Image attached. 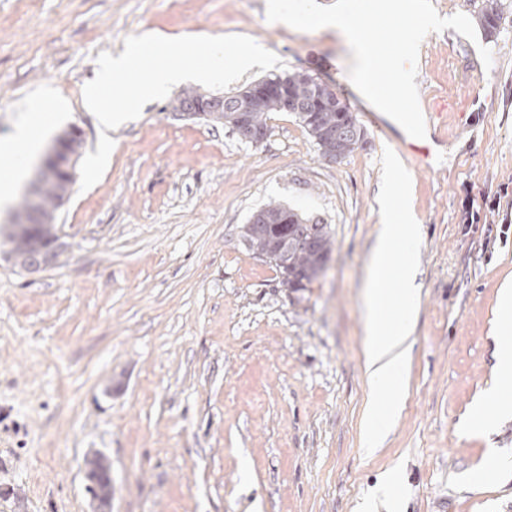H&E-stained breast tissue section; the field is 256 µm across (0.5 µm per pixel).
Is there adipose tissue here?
Masks as SVG:
<instances>
[{"instance_id": "adipose-tissue-1", "label": "adipose tissue", "mask_w": 512, "mask_h": 512, "mask_svg": "<svg viewBox=\"0 0 512 512\" xmlns=\"http://www.w3.org/2000/svg\"><path fill=\"white\" fill-rule=\"evenodd\" d=\"M41 137L28 125H21L14 136L0 142V156L10 163L0 172V210L8 209L29 174V162L40 151ZM512 417V399H503L497 391H489L476 402L466 416V431L487 434L493 431L497 419Z\"/></svg>"}]
</instances>
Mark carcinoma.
Returning <instances> with one entry per match:
<instances>
[{
    "mask_svg": "<svg viewBox=\"0 0 512 512\" xmlns=\"http://www.w3.org/2000/svg\"><path fill=\"white\" fill-rule=\"evenodd\" d=\"M478 16L485 38L489 41L494 39L503 16L500 0H482ZM316 89L317 85L304 77H289L286 85L291 102L289 112L302 123L319 153L333 152L344 159L359 148L363 140L362 129L358 126L352 131L347 130L344 113L338 108L330 109L320 104ZM236 97L235 93L224 96V112L213 118V122L232 128ZM282 111L279 94L263 93L253 98L248 119L254 127L266 128L271 113ZM70 188L67 179L54 172L44 174L40 182L39 213L43 223L35 225L31 239L43 248L54 247L60 239V229L55 224L56 212ZM20 228L19 224L0 226V247L16 265L23 263L26 253V242L19 233ZM332 247L329 225L316 217L299 216L292 208L288 209V223L263 221L259 231L247 242L248 250L255 256L278 252L270 265L278 273L280 286L290 293L302 292L320 278Z\"/></svg>",
    "mask_w": 512,
    "mask_h": 512,
    "instance_id": "cac0c4a2",
    "label": "carcinoma"
}]
</instances>
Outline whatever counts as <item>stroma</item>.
Wrapping results in <instances>:
<instances>
[{
    "label": "stroma",
    "mask_w": 512,
    "mask_h": 512,
    "mask_svg": "<svg viewBox=\"0 0 512 512\" xmlns=\"http://www.w3.org/2000/svg\"><path fill=\"white\" fill-rule=\"evenodd\" d=\"M488 42L448 28L419 48L431 165L385 114L325 162L273 113L260 146L228 128L144 106L113 131L102 179L57 212L67 249L26 274L0 257V512H91L86 462L112 468V512H355L380 477L403 512H512V419L488 437L460 421L497 383V291L512 277V0ZM266 0H0V140L44 97L96 151L84 106L100 52L153 30L245 35L286 72L331 83L355 115L343 36L266 20ZM412 178L421 301L405 406L365 453L364 288L379 225L381 157ZM271 202L329 224L312 288L288 294L240 237Z\"/></svg>",
    "instance_id": "1"
}]
</instances>
